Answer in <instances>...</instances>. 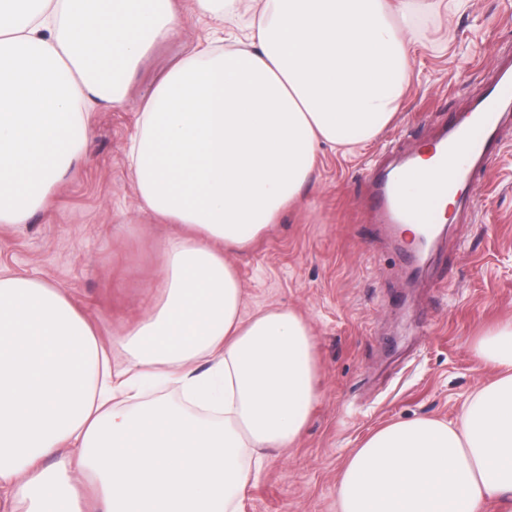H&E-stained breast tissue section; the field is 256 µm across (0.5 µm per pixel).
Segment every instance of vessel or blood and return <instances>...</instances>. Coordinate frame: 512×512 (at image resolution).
I'll list each match as a JSON object with an SVG mask.
<instances>
[{"mask_svg":"<svg viewBox=\"0 0 512 512\" xmlns=\"http://www.w3.org/2000/svg\"><path fill=\"white\" fill-rule=\"evenodd\" d=\"M505 91L494 82L478 90L476 105L463 115L446 133L436 158L441 175L437 186L439 194L463 196L472 171L484 166L502 148L498 131L503 121L501 101ZM412 168L406 167L394 174L385 175L375 168H366L364 177L374 186L373 207L387 224H423L436 226L440 215L436 200L421 206L407 205L406 185L413 177Z\"/></svg>","mask_w":512,"mask_h":512,"instance_id":"obj_1","label":"vessel or blood"}]
</instances>
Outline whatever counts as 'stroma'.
<instances>
[{
    "instance_id": "35a3bbf8",
    "label": "stroma",
    "mask_w": 512,
    "mask_h": 512,
    "mask_svg": "<svg viewBox=\"0 0 512 512\" xmlns=\"http://www.w3.org/2000/svg\"><path fill=\"white\" fill-rule=\"evenodd\" d=\"M175 5L185 26L154 46L124 104L92 109L91 138L51 207L0 225V272L61 288L105 342L161 302L159 246L180 231L143 208L127 158L139 106L213 34L191 0ZM411 21L416 39L391 124L352 149L322 147L298 204L229 257L242 317L277 308L302 315L319 368L320 398L296 448L269 452L242 512H336L345 461L372 431L417 418L455 422L495 376L473 351L487 329L512 319V100L502 151L471 181L468 207L414 263L395 225L376 220L364 170L418 152L512 65V0H467L452 14L442 0H424Z\"/></svg>"
}]
</instances>
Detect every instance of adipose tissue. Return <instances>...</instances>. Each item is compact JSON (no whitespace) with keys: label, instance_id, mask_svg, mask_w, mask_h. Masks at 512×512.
<instances>
[{"label":"adipose tissue","instance_id":"adipose-tissue-1","mask_svg":"<svg viewBox=\"0 0 512 512\" xmlns=\"http://www.w3.org/2000/svg\"><path fill=\"white\" fill-rule=\"evenodd\" d=\"M245 46L198 45L141 105L131 178L182 235L161 245L162 304L104 347L58 288L0 275V512H242L267 450L319 396L306 321L240 315L225 249L296 204L320 145L374 138L398 111L415 31L388 0H253ZM182 19L172 0H0V224H23L81 158L89 112ZM495 380L456 424L420 418L348 457L337 512H482L512 501V321L482 336ZM180 388V407L145 391ZM55 467H46L48 458Z\"/></svg>","mask_w":512,"mask_h":512}]
</instances>
